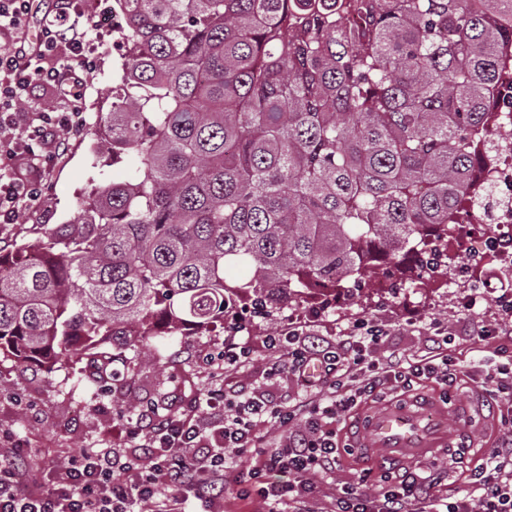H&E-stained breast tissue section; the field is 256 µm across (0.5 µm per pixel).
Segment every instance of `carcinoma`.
I'll return each mask as SVG.
<instances>
[{"instance_id":"carcinoma-1","label":"carcinoma","mask_w":512,"mask_h":512,"mask_svg":"<svg viewBox=\"0 0 512 512\" xmlns=\"http://www.w3.org/2000/svg\"><path fill=\"white\" fill-rule=\"evenodd\" d=\"M126 54L78 216L0 247V356L51 370L244 301L418 278L486 148L512 0H118ZM248 269L249 279L231 273Z\"/></svg>"}]
</instances>
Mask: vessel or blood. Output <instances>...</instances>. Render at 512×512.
Instances as JSON below:
<instances>
[{
	"label": "vessel or blood",
	"mask_w": 512,
	"mask_h": 512,
	"mask_svg": "<svg viewBox=\"0 0 512 512\" xmlns=\"http://www.w3.org/2000/svg\"><path fill=\"white\" fill-rule=\"evenodd\" d=\"M460 429L471 423L468 405L444 406L432 395L418 397L410 406L394 405L358 422L348 434L351 442L373 463L411 462L448 442V422Z\"/></svg>",
	"instance_id": "1"
}]
</instances>
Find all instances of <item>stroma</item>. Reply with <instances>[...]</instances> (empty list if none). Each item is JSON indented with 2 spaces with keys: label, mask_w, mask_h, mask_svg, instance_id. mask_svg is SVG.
I'll list each match as a JSON object with an SVG mask.
<instances>
[{
  "label": "stroma",
  "mask_w": 512,
  "mask_h": 512,
  "mask_svg": "<svg viewBox=\"0 0 512 512\" xmlns=\"http://www.w3.org/2000/svg\"><path fill=\"white\" fill-rule=\"evenodd\" d=\"M119 60L115 49L99 55L88 77L83 129L70 137L63 158L45 170L40 207L34 211L20 209L15 223L0 224V245L36 242L46 229L76 218V200L91 177L92 133L99 113L112 108V70ZM494 232L491 224L472 225L467 240L450 244L447 274L415 286L409 283L407 272L394 271L386 277L387 288H380L378 280L368 279L359 289L329 293L310 304L293 301L283 306L273 322L243 315L240 324L251 342L253 362L245 372L225 373V392L230 394L244 382L261 380L272 362L265 337L276 334L293 319L310 321L311 338L320 343L336 342L356 321L364 319L386 328L384 350L410 357L431 350L424 328L437 322L451 333L448 354L463 372L454 399L473 398L483 403L486 373L496 369L502 353L512 352V335L485 341L473 335L477 327L500 318L496 294L486 286V260L477 249L478 240ZM479 288L485 296L482 308L464 310L462 301ZM409 317L420 320L421 329H403ZM223 341L220 330L209 335L154 337L147 344L135 345L134 364L120 365L116 380L104 391L86 374L81 359L62 358L50 371L0 360V453L15 442L27 444L34 460L32 479L47 482L60 458L89 448L111 447L116 438V413L129 404L142 406L155 401L173 411L184 408L191 395L209 387L210 370L203 357L221 351ZM511 415L508 401L491 407L483 403L473 413L478 444L485 448L501 445ZM462 454V448L452 444L436 449L433 456L417 459L415 465L427 473L432 463H439V489L454 496L465 487L457 463Z\"/></svg>",
  "instance_id": "stroma-1"
}]
</instances>
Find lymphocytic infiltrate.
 <instances>
[{"mask_svg":"<svg viewBox=\"0 0 512 512\" xmlns=\"http://www.w3.org/2000/svg\"><path fill=\"white\" fill-rule=\"evenodd\" d=\"M34 0H0V223H14L20 208L37 210L41 180L12 174L15 160L34 154L46 165L65 153L67 135L77 133L87 77L106 32L107 9L89 13L84 0H47L52 22L36 42L25 29ZM43 85L54 101L42 111L22 106L25 93ZM227 327L224 350L209 360L214 380L189 410L163 415L149 405L122 416L124 445L85 451L57 466L48 483L28 480L30 455L18 445L0 455V512H136L153 503L157 512H224V492L256 498L262 512H512V449L489 448L467 475L463 495H439L435 482L402 467L373 474L362 469L355 484L330 499L318 483L334 479L349 448L340 440L346 413L387 393H406L416 380L455 388L459 371L448 358L447 332L435 329L430 355L391 353L374 358L381 332L368 322L336 344L310 342L302 323L267 337L274 353L268 376H288L302 391L294 403L269 398L259 385L242 383L234 394L218 387L225 371L252 360L249 341ZM222 417L219 427H200L194 414ZM281 433L266 437V426ZM270 472L281 481L267 480Z\"/></svg>","mask_w":512,"mask_h":512,"instance_id":"obj_1","label":"lymphocytic infiltrate"}]
</instances>
